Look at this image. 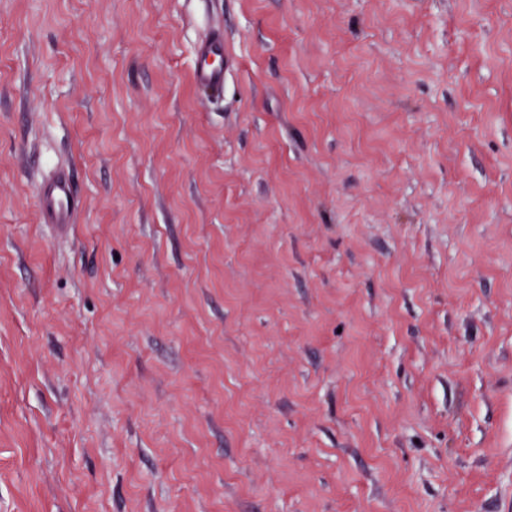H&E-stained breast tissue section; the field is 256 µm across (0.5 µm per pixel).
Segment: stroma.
<instances>
[{"instance_id":"35a3bbf8","label":"stroma","mask_w":512,"mask_h":512,"mask_svg":"<svg viewBox=\"0 0 512 512\" xmlns=\"http://www.w3.org/2000/svg\"><path fill=\"white\" fill-rule=\"evenodd\" d=\"M0 512H512V0H0ZM193 79L197 86L219 95L224 89V38L213 35L212 39L197 48ZM39 196L46 223L60 226L72 224L78 201L65 171L56 172L53 177L42 183Z\"/></svg>"}]
</instances>
